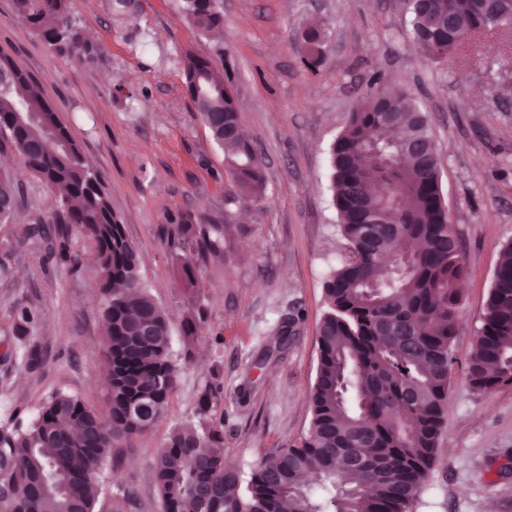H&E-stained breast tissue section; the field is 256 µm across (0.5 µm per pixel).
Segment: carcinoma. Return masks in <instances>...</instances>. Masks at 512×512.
Masks as SVG:
<instances>
[{
  "mask_svg": "<svg viewBox=\"0 0 512 512\" xmlns=\"http://www.w3.org/2000/svg\"><path fill=\"white\" fill-rule=\"evenodd\" d=\"M15 2L46 43L80 62L99 58L74 25L75 0ZM408 9L410 47L428 58L512 24V0H501L491 16L475 0H411ZM185 11L204 34L222 28L217 0H185ZM323 38L319 25L305 31L312 68ZM184 76L241 197H257L262 169L252 162L255 144L237 128L230 89L210 60L193 53L184 57ZM18 112L32 119L10 131L11 151L63 190L51 217L29 225L27 234L55 237L46 260L76 263L63 233L52 228L72 224L96 254L110 419L57 392L29 424H0V489L20 491L13 512H95L112 442L147 430L131 409L148 406L155 422L174 391L170 321L141 280L138 251L104 183L38 84L1 53L0 121ZM389 127L399 136L385 135ZM330 163L338 229L354 259L324 284L328 310L318 334L308 434L263 460L243 490L238 468L224 459L219 431L203 424L174 428L154 465L168 512H411L428 481L451 387L465 272L460 240L448 229L429 119L407 91L378 85L332 144ZM17 202V185L1 169L0 221L13 218ZM223 234V225H210L203 248L219 250ZM35 321L37 313L27 308L14 312L19 333ZM467 383L478 394L512 385V242L494 275Z\"/></svg>",
  "mask_w": 512,
  "mask_h": 512,
  "instance_id": "cac0c4a2",
  "label": "carcinoma"
}]
</instances>
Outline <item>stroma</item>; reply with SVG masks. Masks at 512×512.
<instances>
[{
    "label": "stroma",
    "mask_w": 512,
    "mask_h": 512,
    "mask_svg": "<svg viewBox=\"0 0 512 512\" xmlns=\"http://www.w3.org/2000/svg\"><path fill=\"white\" fill-rule=\"evenodd\" d=\"M224 27L201 35L183 0H76L75 25L102 54L78 64L0 0V52L35 77L101 175L140 258L142 281L169 318L176 386L157 423L120 438L105 469L98 512H162L153 478L157 451L175 427L198 422V399L215 382L208 425L243 476L298 444L311 418L323 286L352 256L329 191V149L373 80L409 91L427 113L441 161V187L466 273L452 350L455 364L429 480L412 512H512V385L472 392L466 368L504 245L512 242V26L449 58L409 47L407 0H218ZM326 33L308 68L299 33ZM211 60L229 81L242 129L263 159L264 189L242 202L224 151L188 96L186 52ZM481 90L478 100L463 87ZM0 166L20 184L15 218L0 223V420L26 422L56 392L100 416L110 406L99 270L78 230L79 265H45L47 241L28 225L51 216L57 191L10 150ZM196 230L181 231L185 214ZM224 225L218 252L201 255L202 228ZM38 313L27 334L16 308ZM298 311L288 347L273 348L281 317ZM197 334L184 336L186 322ZM36 347L26 366L18 350Z\"/></svg>",
    "instance_id": "obj_1"
}]
</instances>
